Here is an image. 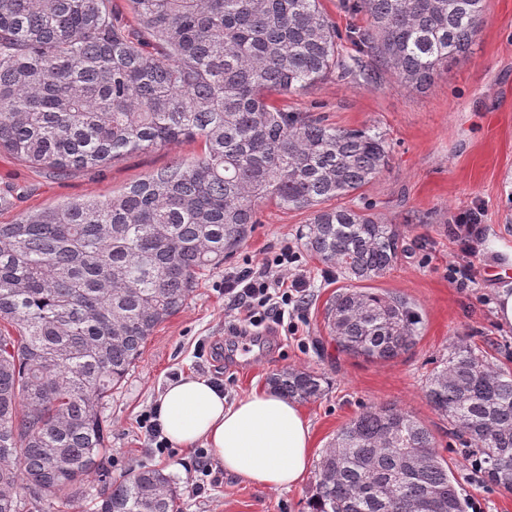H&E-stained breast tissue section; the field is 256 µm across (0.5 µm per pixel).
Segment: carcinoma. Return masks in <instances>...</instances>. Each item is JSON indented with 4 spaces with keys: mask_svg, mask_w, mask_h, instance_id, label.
I'll return each instance as SVG.
<instances>
[{
    "mask_svg": "<svg viewBox=\"0 0 512 512\" xmlns=\"http://www.w3.org/2000/svg\"><path fill=\"white\" fill-rule=\"evenodd\" d=\"M485 0H342L368 24L341 32L321 0H0V153L60 175L101 171L180 139L204 149L118 195L68 199L0 224V512L20 490L67 504L107 449L101 401L203 271L224 264L259 223V205L308 211L301 238L353 282L383 276L402 235L368 206L329 207L379 177L389 146L269 101L331 74L370 75L378 58L427 88L468 56ZM351 44L356 55L340 54ZM325 320L337 349L367 361L414 347L403 296L343 288ZM290 399L326 392L324 375L269 379ZM425 397L481 478L512 491V372L466 337L434 368ZM435 437L394 404L364 407L314 471L310 512H467ZM95 512H179L168 476L140 466L106 476Z\"/></svg>",
    "mask_w": 512,
    "mask_h": 512,
    "instance_id": "obj_1",
    "label": "carcinoma"
}]
</instances>
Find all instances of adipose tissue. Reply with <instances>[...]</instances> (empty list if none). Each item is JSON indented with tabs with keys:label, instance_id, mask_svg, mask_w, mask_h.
I'll list each match as a JSON object with an SVG mask.
<instances>
[{
	"label": "adipose tissue",
	"instance_id": "ef3b65f1",
	"mask_svg": "<svg viewBox=\"0 0 512 512\" xmlns=\"http://www.w3.org/2000/svg\"><path fill=\"white\" fill-rule=\"evenodd\" d=\"M158 418L171 444L204 445L225 471L260 487H294L309 463L308 424L295 403L270 391L230 402L207 378L183 375L160 394Z\"/></svg>",
	"mask_w": 512,
	"mask_h": 512
}]
</instances>
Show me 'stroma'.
Instances as JSON below:
<instances>
[{
  "instance_id": "35a3bbf8",
  "label": "stroma",
  "mask_w": 512,
  "mask_h": 512,
  "mask_svg": "<svg viewBox=\"0 0 512 512\" xmlns=\"http://www.w3.org/2000/svg\"><path fill=\"white\" fill-rule=\"evenodd\" d=\"M361 66L372 81L330 76L284 102L294 111L318 103L329 123L372 128L388 143L386 171L344 203L372 204L383 222L399 228L406 251L371 286L410 301L420 318L417 343L384 362L339 353L324 311L348 280L306 251L300 231L308 212L261 204L259 224L230 264L258 261L288 245L299 252L298 268L307 288L289 325L263 330L254 343L227 345L224 323L236 311L224 298L223 268L210 269L183 308L156 329L125 380L101 405L108 436L102 470L116 477L141 465L163 470L180 494L181 512H309L312 467L288 490L254 485L224 471L211 455L206 458L208 474L194 477L189 472L193 450L172 447L165 455H154L140 426L141 414L155 406L173 375L221 382L233 401L268 390L269 376L288 367L317 371L329 382L324 396L300 406L311 431L312 466L363 406L392 403L433 431L468 512H512V492L484 486L424 397L428 376L460 336L488 349L495 364L512 369V326L500 324L495 313L496 288L512 280V0H485L483 23L469 56L440 69L424 91L401 85L373 58L362 57ZM201 149L200 141L183 140L128 155L100 172L64 178L2 153L0 224L71 198L120 191ZM473 206L481 207L487 231L473 259L472 280L454 283L448 279V265L462 255L450 226ZM197 482L203 483L202 491H194Z\"/></svg>"
}]
</instances>
